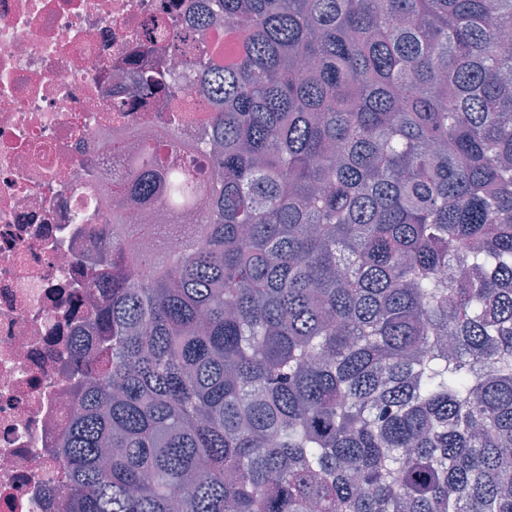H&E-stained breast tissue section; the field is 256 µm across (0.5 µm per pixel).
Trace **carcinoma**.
Here are the masks:
<instances>
[{
  "mask_svg": "<svg viewBox=\"0 0 512 512\" xmlns=\"http://www.w3.org/2000/svg\"><path fill=\"white\" fill-rule=\"evenodd\" d=\"M205 2L145 39L228 28L207 145L138 86L210 173L147 142L99 187L57 512H512V0Z\"/></svg>",
  "mask_w": 512,
  "mask_h": 512,
  "instance_id": "obj_1",
  "label": "carcinoma"
}]
</instances>
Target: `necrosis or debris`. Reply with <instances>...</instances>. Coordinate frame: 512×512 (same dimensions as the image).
Masks as SVG:
<instances>
[{"instance_id": "necrosis-or-debris-1", "label": "necrosis or debris", "mask_w": 512, "mask_h": 512, "mask_svg": "<svg viewBox=\"0 0 512 512\" xmlns=\"http://www.w3.org/2000/svg\"><path fill=\"white\" fill-rule=\"evenodd\" d=\"M198 0H0V512H54L59 447L86 375L105 254L84 227L105 223L99 179L127 149L113 128L153 141L165 114L129 85L131 59L176 68L144 48V25L185 30Z\"/></svg>"}]
</instances>
